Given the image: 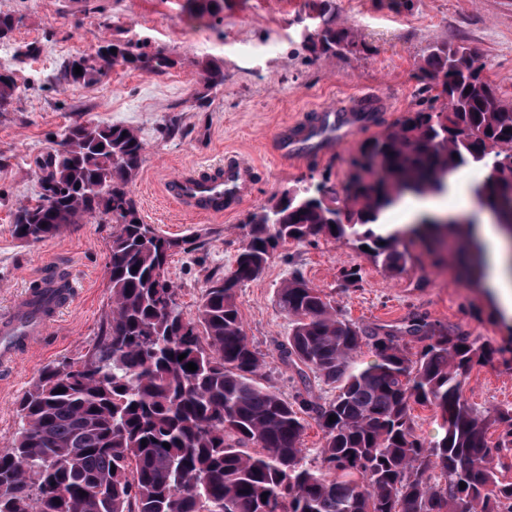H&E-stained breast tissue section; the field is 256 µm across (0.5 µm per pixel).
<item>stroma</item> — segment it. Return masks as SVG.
<instances>
[{"instance_id":"1","label":"stroma","mask_w":512,"mask_h":512,"mask_svg":"<svg viewBox=\"0 0 512 512\" xmlns=\"http://www.w3.org/2000/svg\"><path fill=\"white\" fill-rule=\"evenodd\" d=\"M183 0H0V12L19 24L0 40V70L20 91L0 112V310L37 284L48 263L78 280L74 297L41 344L0 372V448L19 427L18 404L49 364L79 361L111 314L106 270L112 227L92 219L55 237L24 243L11 234L18 203L34 197L38 160L76 122L129 126L145 144V161L129 186L144 223L168 237H190L195 249L175 254L169 276L187 318H195L214 274H225L242 245L247 216L285 190L326 183L343 187L362 140L390 127L404 113L441 108L440 89L422 71L428 46L461 43L485 64L483 75L512 102V0H330L339 28L356 50L315 54L308 47L310 17L321 0H226L218 16L189 20ZM132 40L146 51L164 50L175 65L150 75L122 65L95 82L64 85L63 64L92 51L102 39ZM37 54H28V46ZM224 70V84L204 91L198 62ZM370 91L387 103L377 124L327 156L280 162L272 141L278 129L308 109ZM249 156L257 166L252 197L235 213L207 218L183 213L164 197L166 179L185 169H206L225 154ZM355 267L358 286L343 287L341 268ZM331 296L341 312L364 325H398L415 313L491 338L504 352L474 366L463 395L481 407L512 405V327L484 291L459 281L451 266L429 255L390 276L352 243L321 238L287 244L261 277L239 289L245 332L265 354L263 384L291 398L294 370L278 358L289 324L278 290L292 275Z\"/></svg>"}]
</instances>
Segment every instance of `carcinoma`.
I'll use <instances>...</instances> for the list:
<instances>
[{
    "mask_svg": "<svg viewBox=\"0 0 512 512\" xmlns=\"http://www.w3.org/2000/svg\"><path fill=\"white\" fill-rule=\"evenodd\" d=\"M223 9L224 0L183 4L194 20ZM313 32L314 53L356 46L324 9ZM91 55L95 63L80 75L79 58L65 62L63 81L89 84L117 64L148 74L176 64L162 49L111 39ZM200 67L205 87L224 83L221 67ZM482 70L467 48L433 45L424 71L441 86L444 107L408 112L362 141L354 160L360 173L344 186L345 209L333 206L334 189L316 185L286 190L251 213L234 268L211 282L193 319L167 277L172 254L192 250V242L141 223L129 195L144 162L137 132L95 122L66 129L38 162L41 191L16 207L12 232L39 242L88 217L114 225L112 311L91 350L97 374L87 375L82 360L46 367L22 397L18 431L0 449V487L10 489L0 493V512H512V483L497 475L512 455V405L482 410L462 394L474 365L503 348L418 314L397 328L357 324L294 276L279 289L291 325L279 358L301 383L288 400L260 382L265 354L248 340L237 304L239 288L290 240L350 239L392 276L413 262L417 243L436 257L445 240L464 246L473 224H438L431 216L394 229L381 222L405 195L446 192L459 168L484 169L473 193L499 212L508 235L512 104ZM17 92L14 78L0 79V109ZM402 180L407 190L397 193ZM461 265L470 283L483 285L479 244ZM407 336L421 349L409 352ZM364 347L373 361L356 360ZM189 363L197 370H187ZM313 378L336 389L332 400L313 397ZM416 405L430 408L439 424L432 443L416 433ZM307 416L323 431L316 466L302 448ZM494 426L502 430L491 445Z\"/></svg>",
    "mask_w": 512,
    "mask_h": 512,
    "instance_id": "cac0c4a2",
    "label": "carcinoma"
}]
</instances>
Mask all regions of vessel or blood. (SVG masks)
I'll return each mask as SVG.
<instances>
[{"label":"vessel or blood","instance_id":"obj_1","mask_svg":"<svg viewBox=\"0 0 512 512\" xmlns=\"http://www.w3.org/2000/svg\"><path fill=\"white\" fill-rule=\"evenodd\" d=\"M381 103L378 95L365 92L336 106L313 108L281 129L276 152L289 161L304 158L312 149L320 155L328 154L337 141L361 130V108ZM255 171L250 160L228 155L207 173L187 169L170 177L163 193L188 213L221 217L251 197ZM73 295L74 283L67 279L49 284L41 295L29 294L16 301L9 314L0 317V366H12L24 351L38 344Z\"/></svg>","mask_w":512,"mask_h":512}]
</instances>
